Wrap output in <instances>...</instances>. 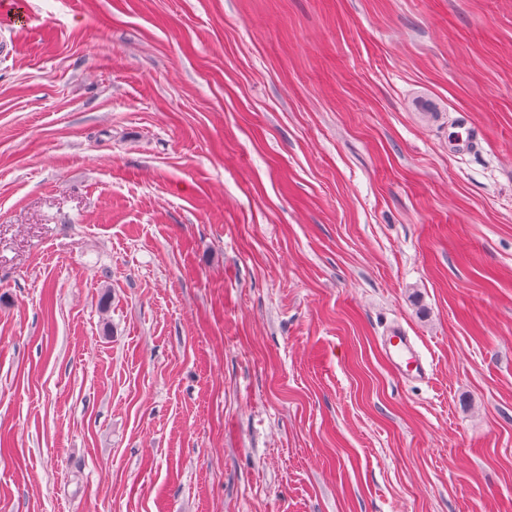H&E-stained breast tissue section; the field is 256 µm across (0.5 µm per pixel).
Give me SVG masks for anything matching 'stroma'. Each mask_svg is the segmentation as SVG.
Masks as SVG:
<instances>
[{"instance_id":"35a3bbf8","label":"stroma","mask_w":512,"mask_h":512,"mask_svg":"<svg viewBox=\"0 0 512 512\" xmlns=\"http://www.w3.org/2000/svg\"><path fill=\"white\" fill-rule=\"evenodd\" d=\"M15 2L0 512H512V0ZM384 350L389 363L399 374L416 379L429 378L428 364L405 332H392L391 336H386Z\"/></svg>"}]
</instances>
